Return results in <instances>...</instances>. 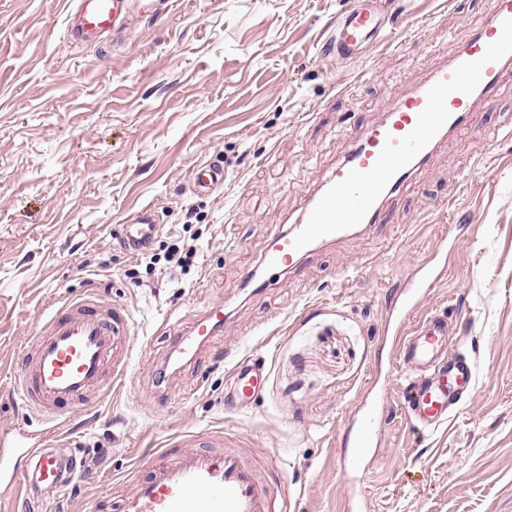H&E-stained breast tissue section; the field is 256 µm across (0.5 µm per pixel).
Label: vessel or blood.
Here are the masks:
<instances>
[{
  "label": "vessel or blood",
  "instance_id": "1",
  "mask_svg": "<svg viewBox=\"0 0 512 512\" xmlns=\"http://www.w3.org/2000/svg\"><path fill=\"white\" fill-rule=\"evenodd\" d=\"M171 7L170 0H68L66 37L93 43L107 33L120 32L130 16L157 18ZM388 30L371 0H361L327 28L321 50L353 58L364 49L383 45ZM509 66L512 0H497L491 18L455 47L447 64L434 68L426 81L395 101L382 120L363 130L301 215L277 237L263 265L274 275L293 271L315 246L381 223L386 202L407 181L423 176L435 146L466 121L477 100L491 99L501 71ZM192 182L197 193H210L223 184L224 168L206 164L194 173ZM158 220L149 205L124 217L119 227L121 247L131 255L151 247L160 232ZM434 283L429 262L418 264L406 276L401 306L409 307L422 289ZM224 319L220 303L197 313L187 330L175 337L165 365L178 369L204 352H223L233 362L224 403L243 410L262 388L264 364L221 351L217 338ZM130 326L129 309L94 289L51 304L40 321L32 349L11 379V389L41 416L43 426H0V480L16 490L26 512H43L46 490L61 493L73 483L77 456L54 449L52 424L123 387L130 354L121 340ZM395 353L399 365L411 374L402 391L408 419L422 431L447 422L459 388L475 381L465 361L440 363L448 353L447 322L429 316L408 326L395 339ZM383 410L380 403L361 408L340 458L345 473L362 470ZM196 440V435L184 434L173 447L155 449L138 460L145 477L120 495L96 497L90 512H288L287 502L270 494L259 474L260 467H272L271 457L255 464L246 460L245 449H199Z\"/></svg>",
  "mask_w": 512,
  "mask_h": 512
}]
</instances>
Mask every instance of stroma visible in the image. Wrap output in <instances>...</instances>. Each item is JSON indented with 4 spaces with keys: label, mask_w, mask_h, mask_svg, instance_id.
Here are the masks:
<instances>
[{
    "label": "stroma",
    "mask_w": 512,
    "mask_h": 512,
    "mask_svg": "<svg viewBox=\"0 0 512 512\" xmlns=\"http://www.w3.org/2000/svg\"><path fill=\"white\" fill-rule=\"evenodd\" d=\"M352 2L175 0L82 46L64 37L63 0H0V423L36 420L8 379L50 302L96 288L133 313L125 387L57 427L89 463L64 494H46L48 512H87L148 450L187 432L281 453L274 490L291 512H345L354 490L369 512H512V67L389 201L385 223L248 287L364 128L496 7L385 0L387 45L358 61L321 57ZM208 161L223 163L224 184L199 195L192 176ZM147 203L160 234L149 254H127L119 225ZM455 226L445 272L412 317L446 314L448 351L472 360L476 381L424 432L399 408L383 332L406 273ZM186 231L198 237L187 271L161 257ZM216 301L228 311L223 346L265 362L258 399L225 409L230 365L210 356L167 375L171 404L159 408L172 335ZM376 383L386 409L353 488L339 466L344 427Z\"/></svg>",
    "instance_id": "obj_1"
}]
</instances>
